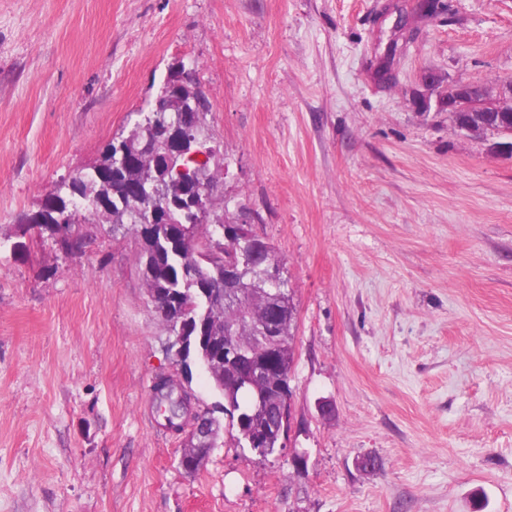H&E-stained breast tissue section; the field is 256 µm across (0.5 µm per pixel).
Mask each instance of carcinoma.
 <instances>
[{"mask_svg":"<svg viewBox=\"0 0 512 512\" xmlns=\"http://www.w3.org/2000/svg\"><path fill=\"white\" fill-rule=\"evenodd\" d=\"M448 11L447 0H426L419 13L437 17ZM210 105L196 71L182 79L176 90L166 80L154 103L141 112L142 119L125 136L107 144L100 159L54 185L50 205L23 216L24 232L43 234V226L65 219L82 241L91 238L87 226L128 225L137 238V265L152 295L187 307L188 320L171 325L173 346H182L184 366L203 369L213 365L224 349V332L235 329L236 342L262 366L266 375L248 389L233 386L234 368L210 375L216 392L224 398V414L236 431V445L250 444L254 435L268 434L267 447L280 439L272 426L282 424L274 399L288 393L295 366L293 346L297 307L288 289L276 293L264 284L265 264L282 263L274 247L251 257L253 240L246 237L251 225L214 209V173L205 170L207 191L186 203L191 184L198 180L194 165L183 160L185 171L169 166L166 141L173 133H185L205 124ZM459 127L472 125L479 136L512 137V98L502 112H455ZM141 192L128 195L127 185ZM220 288L233 294L232 301L214 305L206 293ZM277 316L278 342H268L260 325Z\"/></svg>","mask_w":512,"mask_h":512,"instance_id":"cac0c4a2","label":"carcinoma"}]
</instances>
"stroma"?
<instances>
[{"label": "stroma", "instance_id": "1", "mask_svg": "<svg viewBox=\"0 0 512 512\" xmlns=\"http://www.w3.org/2000/svg\"><path fill=\"white\" fill-rule=\"evenodd\" d=\"M416 2L0 0V512H512V156L416 104L431 73L512 81V0H447L389 56ZM180 61L216 196L253 213L297 306L289 447L225 425L191 475L153 386L222 399L170 355L135 237L16 233Z\"/></svg>", "mask_w": 512, "mask_h": 512}]
</instances>
